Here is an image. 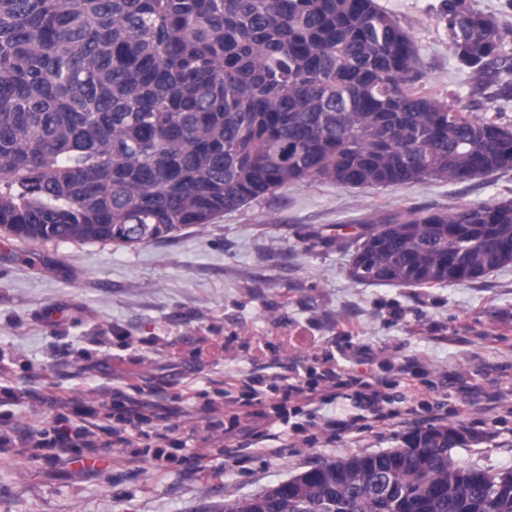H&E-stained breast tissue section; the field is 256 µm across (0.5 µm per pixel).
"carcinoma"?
<instances>
[{
  "label": "carcinoma",
  "mask_w": 512,
  "mask_h": 512,
  "mask_svg": "<svg viewBox=\"0 0 512 512\" xmlns=\"http://www.w3.org/2000/svg\"><path fill=\"white\" fill-rule=\"evenodd\" d=\"M442 17L480 89L511 97L512 29L462 0ZM422 77L412 36L376 0H0V229L137 247L306 181L512 170V124ZM364 223L357 281L459 284L512 264L511 200ZM468 442L453 425L417 429L224 512H512V473L458 462Z\"/></svg>",
  "instance_id": "obj_1"
}]
</instances>
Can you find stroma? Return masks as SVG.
<instances>
[{
	"label": "stroma",
	"mask_w": 512,
	"mask_h": 512,
	"mask_svg": "<svg viewBox=\"0 0 512 512\" xmlns=\"http://www.w3.org/2000/svg\"><path fill=\"white\" fill-rule=\"evenodd\" d=\"M410 33L433 94L461 105L481 102L512 123V100L484 98L457 59L440 18L442 0H377ZM512 200V171L466 181L424 179L353 189L304 182L261 202L135 248L110 243L30 242L0 231V365L15 390L49 387L87 408L113 389L143 379L180 399V425L203 429L194 394L250 373L256 338L272 343L269 362L319 364L313 341L352 328L373 345L394 417L373 430L327 440L317 426L283 455L215 460L194 474L185 448H170L171 468L122 457L83 470L48 450H0V512H224L228 500L259 494L323 461L400 446L411 432L400 415L429 404L439 424L474 439L455 449L461 463L512 470V403H491L489 378L512 388V264L473 282L396 287L354 281L346 243L376 211L449 209ZM293 345H276L283 334ZM236 337L234 352L215 349ZM210 356H196L199 347ZM423 357L420 378L466 381L474 406L456 394L411 391L394 364Z\"/></svg>",
	"instance_id": "stroma-1"
}]
</instances>
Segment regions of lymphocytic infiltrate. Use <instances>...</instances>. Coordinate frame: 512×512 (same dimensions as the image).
<instances>
[{
    "instance_id": "obj_1",
    "label": "lymphocytic infiltrate",
    "mask_w": 512,
    "mask_h": 512,
    "mask_svg": "<svg viewBox=\"0 0 512 512\" xmlns=\"http://www.w3.org/2000/svg\"><path fill=\"white\" fill-rule=\"evenodd\" d=\"M375 352L371 345H341L330 339L320 349V368L309 376L300 361L270 372L258 368L242 378L225 380L219 400L206 399L200 404L209 433L197 440L194 430L172 425L162 429L151 421L167 394L163 388L148 384H130L116 391L112 408L104 413L90 412L74 398L58 394L40 395L51 416L39 429H17L0 435V446L26 448L32 443L55 448L56 460L66 464L81 462L82 449L102 448L106 453L127 454L134 459L151 460L166 467L167 447L185 448L203 442L204 451L194 452L193 470L205 475L210 471L206 460L209 448L223 444L225 452L251 451L266 438L265 429L275 423L290 424L294 434H301L306 423L318 421V414L329 396L341 389H353L360 411L374 421L387 420L386 381L373 367ZM362 365V375H350L345 363Z\"/></svg>"
}]
</instances>
